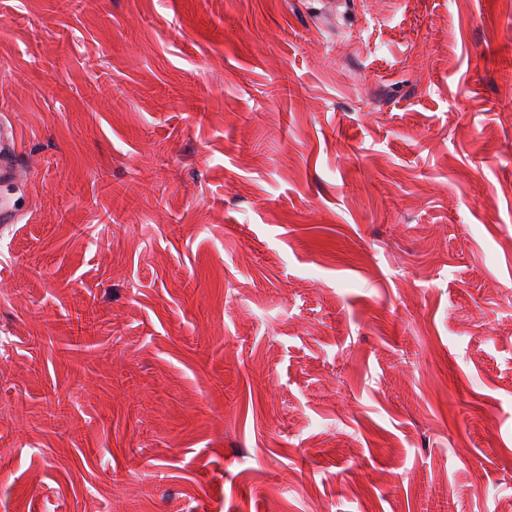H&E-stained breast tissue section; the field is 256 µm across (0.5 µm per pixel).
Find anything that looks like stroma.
I'll return each instance as SVG.
<instances>
[{"instance_id":"1","label":"stroma","mask_w":512,"mask_h":512,"mask_svg":"<svg viewBox=\"0 0 512 512\" xmlns=\"http://www.w3.org/2000/svg\"><path fill=\"white\" fill-rule=\"evenodd\" d=\"M0 512H498L512 0H0ZM18 131L15 127L0 126V184L1 187L14 185L19 181L15 164Z\"/></svg>"}]
</instances>
